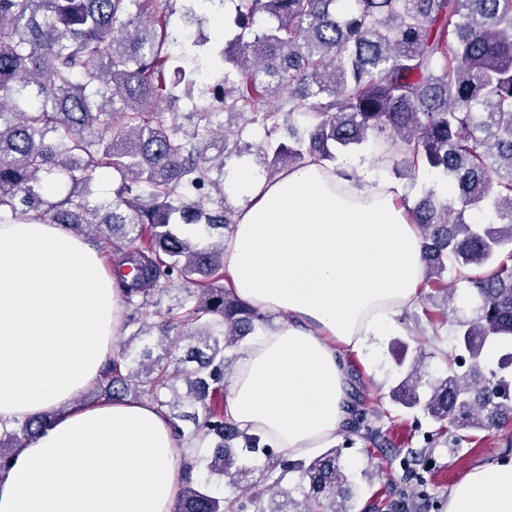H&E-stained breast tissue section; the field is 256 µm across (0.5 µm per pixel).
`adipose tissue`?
Listing matches in <instances>:
<instances>
[{"label": "adipose tissue", "mask_w": 512, "mask_h": 512, "mask_svg": "<svg viewBox=\"0 0 512 512\" xmlns=\"http://www.w3.org/2000/svg\"><path fill=\"white\" fill-rule=\"evenodd\" d=\"M384 161H310L274 180L241 164L224 251L237 296L274 315L237 360L227 411L288 457L349 418L345 351L412 306L422 238ZM124 301L99 252L60 224L0 222V424L55 417L0 472V512H172L182 455L148 401L90 403ZM444 512H512V459L475 465Z\"/></svg>", "instance_id": "ef3b65f1"}]
</instances>
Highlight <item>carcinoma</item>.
Wrapping results in <instances>:
<instances>
[{
  "instance_id": "cac0c4a2",
  "label": "carcinoma",
  "mask_w": 512,
  "mask_h": 512,
  "mask_svg": "<svg viewBox=\"0 0 512 512\" xmlns=\"http://www.w3.org/2000/svg\"><path fill=\"white\" fill-rule=\"evenodd\" d=\"M241 32L207 48L224 80L186 131L171 108L194 72L172 52L173 0H0V220L65 224L112 252L129 323L179 280L183 297L137 333L104 372L108 400L146 396L170 420L187 458L172 512H350L338 448L288 462L227 412V351L268 316L224 286V207L213 162L238 149L218 117H248L268 138L267 176L370 145L395 175L440 168L458 206L429 192L411 214L426 277L445 302L465 284L473 315L454 324L448 374L423 393L424 355L398 360L392 399L436 425L427 439L460 443L512 421V0H235ZM288 122V143L275 139ZM117 180L108 205L89 201L93 176ZM492 210L486 224L469 211ZM149 253L126 248L143 231ZM192 339L179 354V341ZM506 350L484 365L486 350ZM467 367L460 373L458 369ZM52 418L0 427V468ZM347 433L373 440L363 397Z\"/></svg>"
}]
</instances>
